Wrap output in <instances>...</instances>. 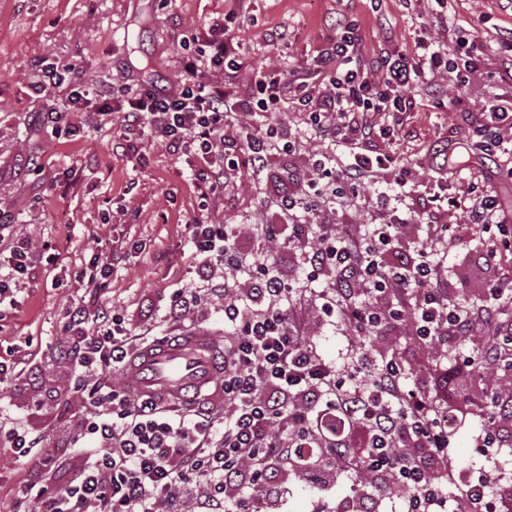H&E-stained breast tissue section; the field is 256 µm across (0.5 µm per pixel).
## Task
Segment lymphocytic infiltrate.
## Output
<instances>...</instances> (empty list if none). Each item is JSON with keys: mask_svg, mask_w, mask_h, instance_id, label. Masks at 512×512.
Returning <instances> with one entry per match:
<instances>
[{"mask_svg": "<svg viewBox=\"0 0 512 512\" xmlns=\"http://www.w3.org/2000/svg\"><path fill=\"white\" fill-rule=\"evenodd\" d=\"M415 54L380 49L367 61L351 22L339 23L335 38L303 70L256 75L251 97L239 98L230 86L242 62L237 45L209 34L196 54L185 57L182 86L166 92L142 82L105 81L89 91L72 68L41 63L31 89L45 101L44 124L60 126L67 113L88 107L124 111L127 129L163 142L170 152L199 159L196 184L215 191L224 172L250 165L262 171L272 151L290 150L287 124L266 130L232 124L234 112H273L291 100L315 134L333 145L315 164L320 181L308 193L352 200L362 185L392 175L408 183L414 165L367 148L376 134L403 127L426 91L436 108L446 102L439 89L443 73L458 86L486 68L473 54L468 35L447 45L421 30ZM68 88L65 108L55 103ZM307 193V194H308ZM446 205L464 206L479 246L441 224ZM425 219L426 234L407 250L397 244L411 219ZM512 210L497 196L465 201L435 193L418 197L407 217L392 215L363 233L341 235L332 224H295L288 247L300 253L312 273L333 276L322 294L320 313L340 319L356 335L343 364L325 361L306 336L289 295L306 296L307 286L288 288L271 252L256 263L255 285L247 292L224 288V413L196 406L169 410L150 395L101 382L104 371L123 372L136 349L122 316L83 309L69 312L65 333L77 349L79 371L90 381L83 422L86 446L81 465L54 479L35 477L20 488L18 500L34 512H250L248 491L272 484L271 464L288 462L298 449L329 448L336 466L371 474L390 490L409 489L407 512H434L456 486L465 512H499L484 481L458 482L457 461L449 452L448 397L471 399L468 383L477 370H497L507 338L512 337V274L499 266L512 249L503 228ZM194 253L202 262L203 287L182 289L170 312L184 316L207 298L213 269L226 278L244 268L236 224L188 225ZM469 256L473 278L449 275L443 260L449 249ZM395 307L382 310L385 297ZM404 323L419 344L434 348L440 337L468 336L482 330L491 338L479 359L463 358L435 370L434 393L409 387V370L398 354L375 356L363 338L382 323ZM512 391L499 392L489 426L478 437L479 454L512 440ZM203 497H195L197 487Z\"/></svg>", "mask_w": 512, "mask_h": 512, "instance_id": "obj_1", "label": "lymphocytic infiltrate"}]
</instances>
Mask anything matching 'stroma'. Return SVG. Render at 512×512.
Segmentation results:
<instances>
[{
	"label": "stroma",
	"instance_id": "obj_1",
	"mask_svg": "<svg viewBox=\"0 0 512 512\" xmlns=\"http://www.w3.org/2000/svg\"><path fill=\"white\" fill-rule=\"evenodd\" d=\"M435 0L406 6L404 0H0V208L9 221L0 229V255L23 243L39 252L38 262L19 279L15 308L0 319V362L24 363L27 383L0 392V413L41 433L53 453L52 469L77 464L74 450L82 432L83 397L73 373V355L62 333L69 308L105 306L124 316L128 328L156 336H179L201 327L216 341L224 339L223 297H212L180 319L165 312L175 289L197 282L199 262L186 234L188 224H239L242 253H256L250 227L269 224L287 229L297 222L345 224L363 231L378 219L377 188H368L347 205L327 201L309 213H288L277 201V187L288 182L301 191L314 178L319 138L294 111L238 114L255 126L288 122L297 145L288 155L272 156L267 170L247 166L231 171L223 190L202 200L186 157L165 144L138 140L136 154L116 150L124 133L120 112H73L77 135H57L39 118L44 101L31 85L35 61L76 65L82 82L143 80L162 89L184 77L183 38L203 34L211 21L227 19V34L240 44L243 65L235 79L246 95L257 71L301 69L329 38L337 21H356L365 55L376 54L383 40L409 53L421 26L431 25ZM448 20L476 31L479 50L496 56L502 40L512 38V0H449ZM284 32L279 44L272 31ZM459 105L442 110L419 98L403 129L376 137L370 150L413 159L414 189L436 191L440 154L451 151L460 164L448 180V192L496 193L512 205L508 165L484 159L462 147L477 128L483 100L512 99V80L474 79L458 89L453 77L442 80ZM142 250L114 266L104 284L76 280L92 251L122 253L132 243ZM306 332L319 353L340 362L349 332L340 322L307 307ZM378 353H398L409 367L436 360L437 354L411 339L406 327L385 326L367 336ZM482 417L467 416L450 442L459 462L481 471L493 495L512 512V447L489 456L476 451ZM30 461L17 457L0 438V512H8L11 489L28 479ZM405 493L379 492L352 470L296 473L277 468V480L261 495L259 512H403Z\"/></svg>",
	"mask_w": 512,
	"mask_h": 512
}]
</instances>
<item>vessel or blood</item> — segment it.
Segmentation results:
<instances>
[{"label":"vessel or blood","instance_id":"1","mask_svg":"<svg viewBox=\"0 0 512 512\" xmlns=\"http://www.w3.org/2000/svg\"><path fill=\"white\" fill-rule=\"evenodd\" d=\"M217 342L195 331L172 342L157 343L139 351L128 380L142 391L159 388L171 403L183 392L208 389L215 373Z\"/></svg>","mask_w":512,"mask_h":512}]
</instances>
